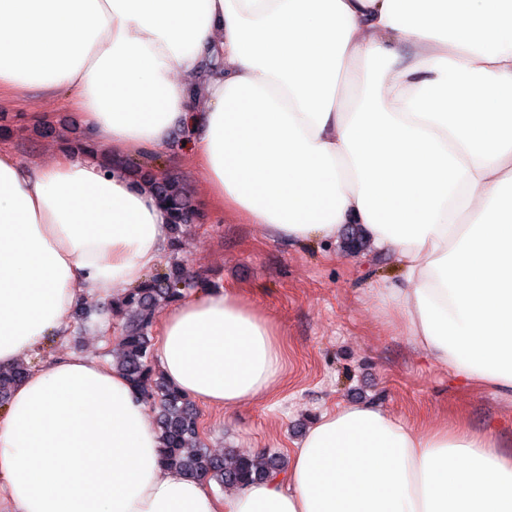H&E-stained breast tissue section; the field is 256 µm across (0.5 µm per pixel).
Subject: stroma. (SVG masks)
<instances>
[{
    "instance_id": "35a3bbf8",
    "label": "stroma",
    "mask_w": 512,
    "mask_h": 512,
    "mask_svg": "<svg viewBox=\"0 0 512 512\" xmlns=\"http://www.w3.org/2000/svg\"><path fill=\"white\" fill-rule=\"evenodd\" d=\"M84 138L81 116L63 95L0 93V149L25 172L61 146L81 150ZM125 171L134 180L159 171L188 191L193 216L180 228L182 246L166 251L153 274L182 267L192 282L188 299L207 288L233 291L272 323L281 344L283 368L267 393L229 412L199 404L200 437L212 452L287 456L317 415L347 401L374 402L420 430L453 423L460 413L476 430L512 418L511 402L479 388L459 390L378 306L375 287L398 277L389 257L342 242L275 240L237 217L212 213L202 203V171L177 147L127 156ZM80 309L65 336L47 339L27 357L29 368L63 354L111 363L118 320L93 299Z\"/></svg>"
}]
</instances>
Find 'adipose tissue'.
<instances>
[{"mask_svg": "<svg viewBox=\"0 0 512 512\" xmlns=\"http://www.w3.org/2000/svg\"><path fill=\"white\" fill-rule=\"evenodd\" d=\"M62 93L88 140L24 174L0 150V367L121 298L167 246L150 184L109 160L181 131L211 203L270 236L362 225L376 288L461 388L512 401V0H0V91ZM156 366L233 409L282 369L235 293L173 304ZM147 406L91 356L30 371L0 418V512H512L505 432L323 411L277 477L216 499L165 467Z\"/></svg>", "mask_w": 512, "mask_h": 512, "instance_id": "1", "label": "adipose tissue"}]
</instances>
